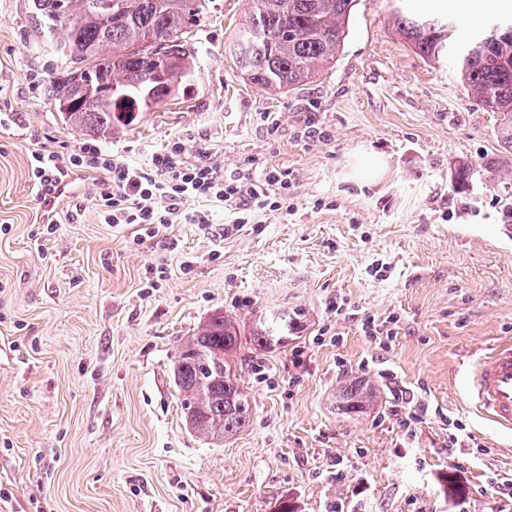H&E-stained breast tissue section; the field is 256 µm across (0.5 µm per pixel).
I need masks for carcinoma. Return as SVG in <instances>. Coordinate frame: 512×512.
Wrapping results in <instances>:
<instances>
[{
  "instance_id": "1",
  "label": "carcinoma",
  "mask_w": 512,
  "mask_h": 512,
  "mask_svg": "<svg viewBox=\"0 0 512 512\" xmlns=\"http://www.w3.org/2000/svg\"><path fill=\"white\" fill-rule=\"evenodd\" d=\"M32 0L33 18L54 36L57 52L71 62L48 87L52 100L66 99L64 120L80 132L105 134L135 112H149L173 98L186 75L188 55L180 35L202 11L204 0ZM356 0H252L229 51L241 73L267 93L280 94L307 83L336 59L348 35ZM394 26L425 60L455 61L461 82L479 104L500 116V155L484 170L500 184L512 182V32L489 38L499 20L459 39L443 17L394 15ZM116 87L109 99L100 88ZM473 166L460 162L452 173L458 193L470 190ZM300 318L255 327L249 343L261 351L285 343L284 329ZM241 330L222 312L212 314L187 337L172 362L173 381L184 396L187 423L195 433L221 442L250 421L248 392L234 373L233 354ZM377 393L360 378L344 380L337 415L357 417ZM443 492L459 499L465 488L451 471L440 478Z\"/></svg>"
}]
</instances>
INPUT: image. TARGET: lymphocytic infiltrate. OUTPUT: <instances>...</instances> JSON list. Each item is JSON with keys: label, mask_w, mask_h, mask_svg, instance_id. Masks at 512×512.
I'll return each instance as SVG.
<instances>
[{"label": "lymphocytic infiltrate", "mask_w": 512, "mask_h": 512, "mask_svg": "<svg viewBox=\"0 0 512 512\" xmlns=\"http://www.w3.org/2000/svg\"><path fill=\"white\" fill-rule=\"evenodd\" d=\"M30 170L36 195L44 202L58 199L63 180L70 174H100L103 182L95 206L105 222L139 225L148 238L157 236L167 224L208 223L206 213L187 210V203L195 199L235 205L243 224L254 210L276 212L288 206L287 200L274 201L268 195L274 185L287 191V174L271 171L256 182L228 179L207 156L189 159L186 146L180 142L154 153L144 167L132 166L122 156L104 153L93 144L66 156L38 150L32 155Z\"/></svg>", "instance_id": "1"}]
</instances>
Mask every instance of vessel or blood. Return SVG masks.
Returning a JSON list of instances; mask_svg holds the SVG:
<instances>
[{"label": "vessel or blood", "instance_id": "b4317fda", "mask_svg": "<svg viewBox=\"0 0 512 512\" xmlns=\"http://www.w3.org/2000/svg\"><path fill=\"white\" fill-rule=\"evenodd\" d=\"M470 391L492 422L512 426V344L497 347L472 371Z\"/></svg>", "mask_w": 512, "mask_h": 512}]
</instances>
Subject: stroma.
Listing matches in <instances>:
<instances>
[{
  "mask_svg": "<svg viewBox=\"0 0 512 512\" xmlns=\"http://www.w3.org/2000/svg\"><path fill=\"white\" fill-rule=\"evenodd\" d=\"M447 2L461 36L512 14V0L473 15ZM30 3L0 0V512H278L284 498L298 512H512V430L469 391L472 361L512 341V188L482 169L500 150L496 113L396 32L416 0H356L335 63L280 95L225 50L249 0H205L181 95L93 137L48 95L67 62ZM175 141L228 176L287 172L291 211L241 226L195 200L208 223L140 242L99 215L97 176H72L51 206L29 179L37 149L89 142L143 167ZM363 150L382 172L352 176ZM461 161L476 169L465 194L451 187ZM151 267L165 270L154 287ZM218 311L245 333L302 314L285 344L237 353L251 419L221 445L187 427L170 374ZM368 317L386 335L366 336ZM352 376L381 399L342 418ZM448 470L467 486L456 502L439 490Z\"/></svg>",
  "mask_w": 512,
  "mask_h": 512,
  "instance_id": "35a3bbf8",
  "label": "stroma"
}]
</instances>
